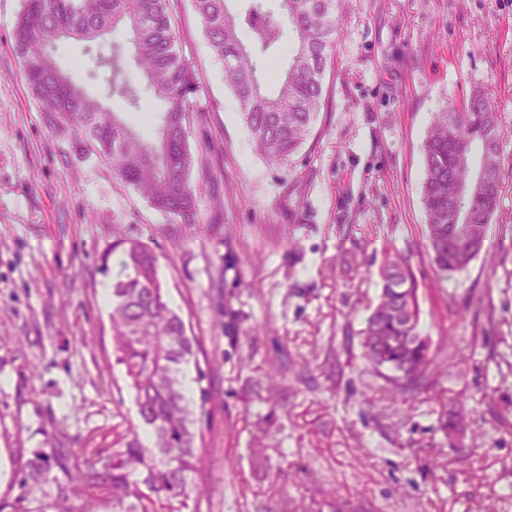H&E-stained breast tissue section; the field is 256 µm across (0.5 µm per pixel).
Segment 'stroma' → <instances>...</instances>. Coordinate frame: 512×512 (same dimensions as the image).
I'll return each mask as SVG.
<instances>
[{
	"instance_id": "stroma-1",
	"label": "stroma",
	"mask_w": 512,
	"mask_h": 512,
	"mask_svg": "<svg viewBox=\"0 0 512 512\" xmlns=\"http://www.w3.org/2000/svg\"><path fill=\"white\" fill-rule=\"evenodd\" d=\"M23 0H0V501L37 512L19 479L34 450L150 443L113 354L108 292L130 243L149 245L170 307L204 354L200 512H512V0H346L312 131L287 161L260 154L191 0H171L194 70L191 220L152 208L31 95L14 51ZM58 66L93 94L84 44ZM499 117L501 203L469 268L443 276L427 247L423 144L474 88ZM399 250L418 330L441 365L413 407L363 358L378 270ZM237 335L224 331V311ZM288 355L265 459L268 406L251 385ZM205 379H198V371ZM464 398L461 443L436 432Z\"/></svg>"
}]
</instances>
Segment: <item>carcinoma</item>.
<instances>
[{"mask_svg":"<svg viewBox=\"0 0 512 512\" xmlns=\"http://www.w3.org/2000/svg\"><path fill=\"white\" fill-rule=\"evenodd\" d=\"M268 2L246 0L238 13L227 8L226 0H194V7L211 52L224 61L225 80L252 138L268 160L277 162L302 146L320 111L342 0H280L286 29L272 20ZM243 28L250 33L247 44L240 38ZM119 29L125 44L115 42L109 52L98 54L93 76L103 80V98L121 99L130 112L138 111L147 97L163 102L151 142L102 98L76 84L54 58L63 41L94 44ZM286 30L293 46L288 66L272 77L276 92L270 94L258 78V61L281 52ZM14 43L28 89L49 118L63 121L77 139L90 142L155 209L184 218L196 214L189 175L196 164L206 168L195 162L186 140L196 81L176 48L170 0H24ZM476 172L486 175L489 188L457 202L458 187ZM502 184L498 115L488 93L478 87L464 108L450 101L435 114L424 144L427 241L440 273H461L477 257ZM123 271L112 283L115 359L124 366L152 442L145 446L134 438L108 456L85 452L78 459L68 448L36 449L20 483L29 494L44 497L45 487L55 488L39 512H59L77 494L92 507L112 504V512H199L189 508L188 500L199 502L204 489L189 485V474L198 472L202 459L196 413L204 408L207 392L200 389L197 405L183 382L191 363L197 380L205 377L198 344L168 305L156 257L146 245L130 244ZM379 277L381 293L362 331L364 356L394 399L411 409L432 377L431 340L418 331L417 288L400 257L386 259ZM286 371L285 356L266 373L269 411L264 419L269 422L276 414L273 394ZM462 427L461 415L449 411L439 415L434 430L451 443Z\"/></svg>","mask_w":512,"mask_h":512,"instance_id":"carcinoma-1","label":"carcinoma"}]
</instances>
